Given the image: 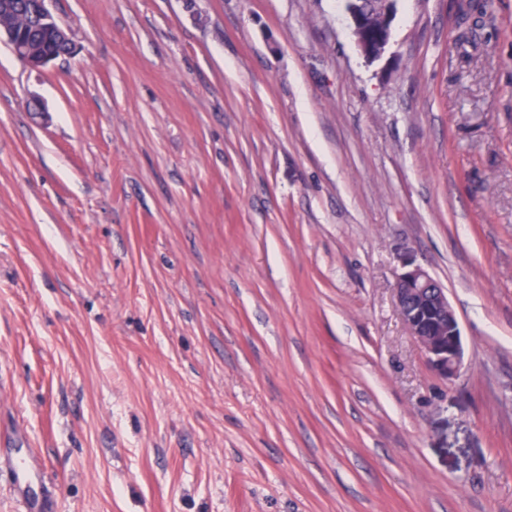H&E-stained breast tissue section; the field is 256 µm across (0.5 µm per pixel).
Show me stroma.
Returning a JSON list of instances; mask_svg holds the SVG:
<instances>
[{
  "mask_svg": "<svg viewBox=\"0 0 512 512\" xmlns=\"http://www.w3.org/2000/svg\"><path fill=\"white\" fill-rule=\"evenodd\" d=\"M470 3L397 0L373 61L345 0H52L71 56L0 45V433L52 512H512V0ZM406 267L394 288L396 308L430 370L448 381L458 375L464 355L457 314L447 288L421 266Z\"/></svg>",
  "mask_w": 512,
  "mask_h": 512,
  "instance_id": "obj_1",
  "label": "stroma"
}]
</instances>
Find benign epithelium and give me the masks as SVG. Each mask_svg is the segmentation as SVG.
Returning a JSON list of instances; mask_svg holds the SVG:
<instances>
[{"label":"benign epithelium","instance_id":"1","mask_svg":"<svg viewBox=\"0 0 512 512\" xmlns=\"http://www.w3.org/2000/svg\"><path fill=\"white\" fill-rule=\"evenodd\" d=\"M49 2L34 0L33 7L45 30L64 46L60 53L30 49L16 27L0 19V43L8 44L16 57L31 69L40 70L74 52L72 39L54 19ZM355 2L357 0H347L353 35L364 56L376 59L388 45L393 11L386 12L380 22L374 23ZM394 296L400 318L430 370L444 380L455 378L462 365L464 349L460 323L448 299V289L421 266L410 264L398 276Z\"/></svg>","mask_w":512,"mask_h":512}]
</instances>
